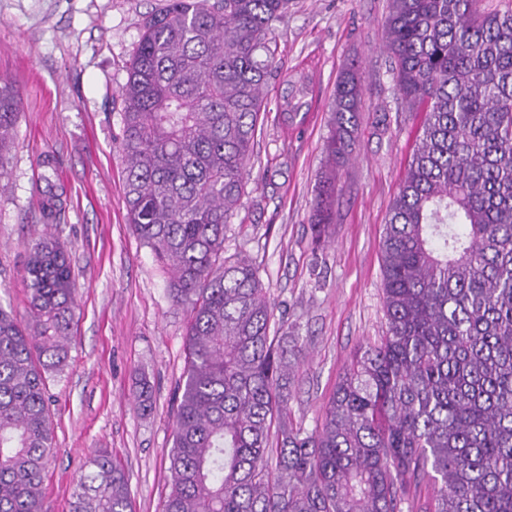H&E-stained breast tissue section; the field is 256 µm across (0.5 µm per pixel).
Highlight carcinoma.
<instances>
[{"instance_id": "carcinoma-1", "label": "carcinoma", "mask_w": 512, "mask_h": 512, "mask_svg": "<svg viewBox=\"0 0 512 512\" xmlns=\"http://www.w3.org/2000/svg\"><path fill=\"white\" fill-rule=\"evenodd\" d=\"M287 9L168 0L144 22L120 89L127 221L187 313L164 512H512V5L389 0L398 105L424 117L385 224L387 329L355 352L311 432L288 415L302 337L276 320L259 269L224 258L276 68L272 24ZM311 91L302 74L287 80L282 124H298ZM362 97L351 64L310 213L318 247ZM20 117L0 77V181ZM44 181L49 225L63 200ZM23 279L27 320L0 306V512H48L47 375L65 365L76 309L54 235L31 244ZM70 512H132L108 452L86 461Z\"/></svg>"}]
</instances>
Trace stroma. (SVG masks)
<instances>
[{
    "label": "stroma",
    "mask_w": 512,
    "mask_h": 512,
    "mask_svg": "<svg viewBox=\"0 0 512 512\" xmlns=\"http://www.w3.org/2000/svg\"><path fill=\"white\" fill-rule=\"evenodd\" d=\"M165 0H0V76L24 103L10 174L0 182V305L25 319L22 269L45 230L35 188L53 156L66 205L53 232L67 250L76 300L69 359L47 379L54 448L42 487L50 512H70L81 466L105 449L129 476L133 512H163L187 315L167 291L150 249L127 222L120 88L144 20ZM388 0H290L273 24L279 67L313 76L302 130L261 115L251 176L224 254L255 264L307 358L289 403L312 430L353 353L384 334L381 248L421 115L396 108L384 49ZM357 63L361 130L341 177L329 243L312 246L308 215L323 167L338 74ZM390 130L378 134L377 115ZM152 407H137L142 388Z\"/></svg>",
    "instance_id": "obj_1"
}]
</instances>
